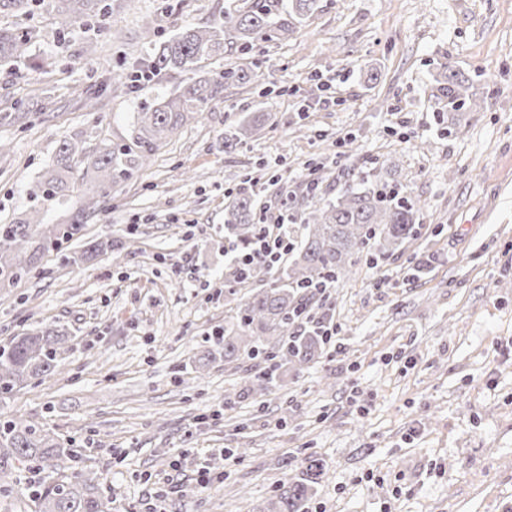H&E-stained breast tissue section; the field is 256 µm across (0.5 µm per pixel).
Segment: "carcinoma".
<instances>
[{
	"mask_svg": "<svg viewBox=\"0 0 512 512\" xmlns=\"http://www.w3.org/2000/svg\"><path fill=\"white\" fill-rule=\"evenodd\" d=\"M29 13L38 9L55 13V33L61 35L85 26L93 35L116 36L105 24L110 8L106 0H0V10ZM319 8V0H243V5L224 9V19L205 27H186L166 43L147 51L139 70L151 76L179 74L177 88L133 116L134 143H110L88 148L78 137L59 142L52 168L34 184L30 197L37 206L26 219L0 224V288L20 282L49 253L84 237V218L112 199L115 187L127 183L144 168L155 150L196 119L208 102L224 93L229 83L264 81L261 71L227 68L203 80L195 78L201 63L235 48L254 50L273 39H285L296 25ZM32 34L0 27V67L29 59ZM440 88L448 111L468 104L465 81L453 69L442 72ZM255 118L246 115L229 142L238 144L252 135ZM94 183L97 194L83 205H71L82 183ZM397 183L360 180L348 186L336 200L320 203L314 194L288 198L292 213L302 223L287 263L271 269L256 263L246 271L230 267L227 282L246 284L254 278L264 287L250 292L235 312V328L224 330V364L266 356L275 365H307L322 354L324 339L317 331L288 335V328L308 315L306 292L316 286L344 280L356 258L393 255L419 237V206L396 190ZM62 209L66 218L58 224L43 222L44 214ZM254 195L238 191L224 208V236L239 252L251 249L259 226L255 221ZM112 251V240H94L68 264L79 266ZM70 336L53 325H37L0 345V400L12 397L33 379L58 373ZM277 386L268 371L255 374L250 391L263 395ZM74 449L62 446L44 425L14 416L0 422V483L15 481L6 469L15 460L43 478L26 485L35 512H112V496L98 491L95 479L84 472L64 474L75 461ZM323 474L320 460H308L301 477L282 487L262 512H307L315 486Z\"/></svg>",
	"mask_w": 512,
	"mask_h": 512,
	"instance_id": "cac0c4a2",
	"label": "carcinoma"
}]
</instances>
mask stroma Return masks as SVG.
<instances>
[{
	"mask_svg": "<svg viewBox=\"0 0 512 512\" xmlns=\"http://www.w3.org/2000/svg\"><path fill=\"white\" fill-rule=\"evenodd\" d=\"M231 3L112 0L121 36L92 55L82 28L60 41L49 15L1 12L2 27L41 29L30 55L53 67L0 69V224L28 211L61 139L130 143L134 112L174 87L135 81L136 50ZM443 63L479 104L453 123ZM234 66L266 79L225 86L87 217V237L120 249L79 267L55 253L0 288V343L42 321L73 336L60 373L0 401V418L41 422L78 449L112 512H252L310 455L324 464L319 512H512V0H320L288 39L202 71ZM245 112L263 126L225 146ZM350 134L358 151L339 145ZM312 158L323 200L354 176L397 179L422 205V234L310 300L335 344L259 396L252 362L196 371L247 295L224 284V205L267 161L257 204L265 222L287 214ZM203 468L221 482L202 486Z\"/></svg>",
	"mask_w": 512,
	"mask_h": 512,
	"instance_id": "obj_1",
	"label": "stroma"
}]
</instances>
